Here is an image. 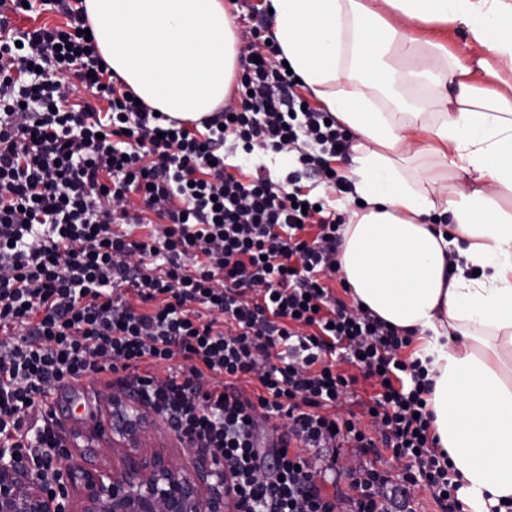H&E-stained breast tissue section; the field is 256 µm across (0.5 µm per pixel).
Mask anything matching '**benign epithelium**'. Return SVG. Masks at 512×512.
Instances as JSON below:
<instances>
[{
	"label": "benign epithelium",
	"mask_w": 512,
	"mask_h": 512,
	"mask_svg": "<svg viewBox=\"0 0 512 512\" xmlns=\"http://www.w3.org/2000/svg\"><path fill=\"white\" fill-rule=\"evenodd\" d=\"M105 411L115 466L65 448L46 473L0 446V512H228V476L203 449L182 446L186 466L147 448L152 416L127 395L108 397Z\"/></svg>",
	"instance_id": "7a95c632"
}]
</instances>
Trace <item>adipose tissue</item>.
<instances>
[{
  "label": "adipose tissue",
  "mask_w": 512,
  "mask_h": 512,
  "mask_svg": "<svg viewBox=\"0 0 512 512\" xmlns=\"http://www.w3.org/2000/svg\"><path fill=\"white\" fill-rule=\"evenodd\" d=\"M97 49L150 108L187 123L232 92L223 0H84ZM292 72L357 141L336 259L356 304L416 330L434 433L468 491L512 499V0H271ZM466 31L461 60L442 35ZM426 100L384 111L383 96Z\"/></svg>",
  "instance_id": "adipose-tissue-1"
}]
</instances>
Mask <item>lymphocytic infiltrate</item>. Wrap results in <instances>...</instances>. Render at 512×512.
I'll use <instances>...</instances> for the list:
<instances>
[{
    "label": "lymphocytic infiltrate",
    "mask_w": 512,
    "mask_h": 512,
    "mask_svg": "<svg viewBox=\"0 0 512 512\" xmlns=\"http://www.w3.org/2000/svg\"><path fill=\"white\" fill-rule=\"evenodd\" d=\"M58 8L60 26L10 23ZM87 28L62 0H0V444L51 462L50 403L88 378L221 460L236 512H393L418 487L436 512H475L432 432L428 371L402 357L412 332L331 286L346 217L301 182L346 190L331 171L346 129L260 31L239 105L191 128L138 103ZM230 146L296 168L231 166ZM343 448L344 492L329 486Z\"/></svg>",
    "instance_id": "obj_1"
}]
</instances>
